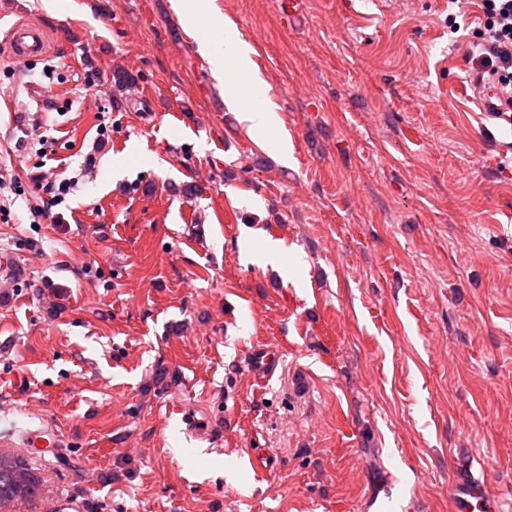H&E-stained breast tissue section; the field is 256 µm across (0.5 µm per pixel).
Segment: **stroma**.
I'll return each mask as SVG.
<instances>
[{"label": "stroma", "instance_id": "1", "mask_svg": "<svg viewBox=\"0 0 512 512\" xmlns=\"http://www.w3.org/2000/svg\"><path fill=\"white\" fill-rule=\"evenodd\" d=\"M279 2L214 0L284 161L175 0H0L1 30L65 38L30 81L0 55V183L20 191L0 216V449L41 482L15 512H364L382 467L419 512H452L461 448L512 498V126L472 91L482 11L454 29L448 0H303L290 22ZM97 140L91 182L33 220L41 180ZM245 239L282 242L280 262ZM260 343L281 358L257 381ZM179 5L182 21L199 29L206 19L210 32L202 34L201 49L207 56L211 70L217 77H224V97L238 112V120L248 131L259 135L265 147L283 158H288V139L277 133L281 120L265 101L263 81L252 76L248 82L239 83L231 72L248 74L252 70L251 48L238 36L234 26L224 22L217 14L211 0H193ZM248 100L247 105L238 104Z\"/></svg>", "mask_w": 512, "mask_h": 512}]
</instances>
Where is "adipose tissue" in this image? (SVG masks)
Listing matches in <instances>:
<instances>
[{
    "label": "adipose tissue",
    "mask_w": 512,
    "mask_h": 512,
    "mask_svg": "<svg viewBox=\"0 0 512 512\" xmlns=\"http://www.w3.org/2000/svg\"><path fill=\"white\" fill-rule=\"evenodd\" d=\"M182 21L192 27L208 25L203 32L201 49L215 76L224 80V97L236 106L238 120L249 132L259 135L265 147L279 156H287L288 140L279 135L281 120L265 101L263 81L252 76L251 48L238 36L211 5V0H184L179 6Z\"/></svg>",
    "instance_id": "adipose-tissue-1"
}]
</instances>
